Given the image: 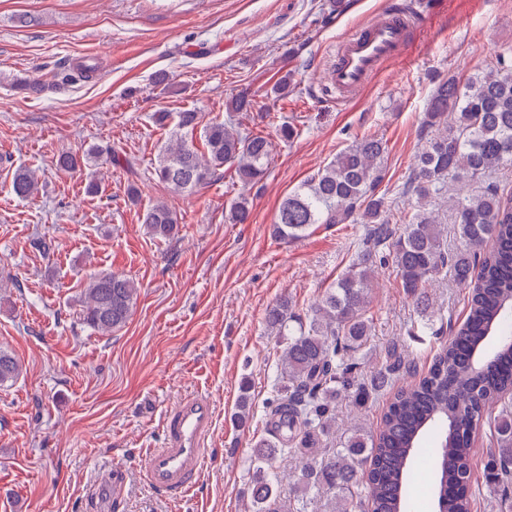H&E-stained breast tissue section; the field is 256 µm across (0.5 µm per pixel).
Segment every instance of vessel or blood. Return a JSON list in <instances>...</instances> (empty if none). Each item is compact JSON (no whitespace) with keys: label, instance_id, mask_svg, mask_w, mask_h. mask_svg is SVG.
Instances as JSON below:
<instances>
[{"label":"vessel or blood","instance_id":"1","mask_svg":"<svg viewBox=\"0 0 512 512\" xmlns=\"http://www.w3.org/2000/svg\"><path fill=\"white\" fill-rule=\"evenodd\" d=\"M419 17L403 0H387L380 14L336 44L326 88L337 99L358 96L384 64L406 51ZM216 420L211 398L203 393L181 397L162 416V445L139 452L146 482L156 494L184 498L204 464L206 442Z\"/></svg>","mask_w":512,"mask_h":512}]
</instances>
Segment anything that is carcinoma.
Segmentation results:
<instances>
[{"label": "carcinoma", "mask_w": 512, "mask_h": 512, "mask_svg": "<svg viewBox=\"0 0 512 512\" xmlns=\"http://www.w3.org/2000/svg\"><path fill=\"white\" fill-rule=\"evenodd\" d=\"M253 107L247 93L226 102L228 113ZM155 123L171 127L153 167V177L173 193H192L233 168L243 187L267 175L272 143L261 135L241 134L232 120L212 121L197 135L199 113L157 112ZM424 143L403 185L406 229L391 238L387 224L392 205L379 186L384 180L383 142L371 136L355 140L326 167L283 198L272 224L275 237L293 242L316 224H368L370 228L352 264L311 306L306 315L283 300L266 314L270 330L288 337L279 360L277 398L268 413L267 437L255 445L251 496L254 512H306L311 491L330 495L329 512H407L406 485L412 478L422 438L440 432L432 449L438 469L434 483L437 512H473L472 436L487 409L500 406L488 421L497 448L484 468L486 482L502 496L512 493V195L500 192L493 174L512 169V64L504 56L464 81L438 83L423 113ZM104 159L120 164L118 151L92 146L58 154L56 166L67 172ZM11 191L26 199L38 191V179L17 170ZM449 198L452 223L464 248H445L432 203ZM250 194L239 193L226 218L247 224ZM147 233L159 240L179 236L180 218L164 201L142 216ZM492 242L486 250V242ZM392 264L406 293L420 304V289L437 273L449 274L469 288L464 321L439 348L427 373L394 392L376 431L357 427L339 448H323L336 419L339 401L363 405L392 386L393 376L410 372L412 362L394 348L385 366L359 381L355 355L372 335L367 308L379 265ZM135 282L101 271L82 288L80 318L93 331L109 335L128 320L137 298ZM22 365L0 350V386L16 381ZM302 463L288 498L277 493L269 474L278 455Z\"/></svg>", "instance_id": "carcinoma-1"}]
</instances>
